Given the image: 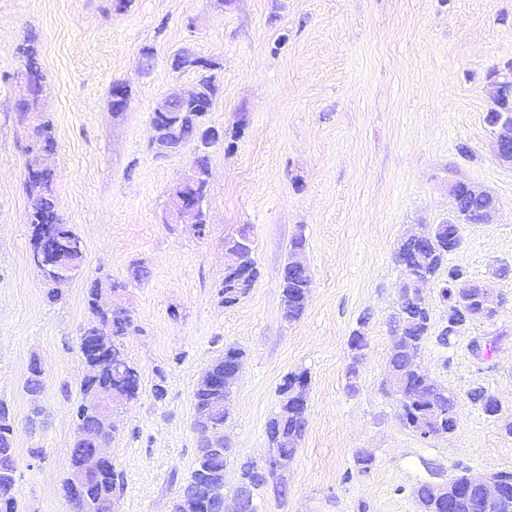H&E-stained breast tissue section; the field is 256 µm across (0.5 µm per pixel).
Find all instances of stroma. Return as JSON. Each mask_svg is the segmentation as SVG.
<instances>
[{
    "mask_svg": "<svg viewBox=\"0 0 512 512\" xmlns=\"http://www.w3.org/2000/svg\"><path fill=\"white\" fill-rule=\"evenodd\" d=\"M28 39L46 75L57 209L85 245L80 272L55 302L30 262L15 54ZM146 46L155 49L148 71ZM184 47L221 64L206 119L223 129L224 143L210 156L202 238L164 222L193 145L164 157L150 147L157 103L196 82L169 69ZM511 61L512 0H130L121 10L115 0H0V399L16 416L19 512H68L61 484L88 371L78 349L86 284L100 268L125 281L136 261L150 277L128 284L121 299L141 327L125 350L142 382L115 417L110 453L124 488L114 512H172L197 456L195 388L228 345L245 359L224 428L232 444L225 495L240 463L268 452L265 426L283 378L310 375L286 493L257 490V512H417L411 493L421 482L461 467L511 472L512 437L467 397L484 387L512 414V274L497 273L512 266V167L494 157L484 122L488 73ZM116 81L130 92L119 115ZM463 144L469 156L459 154ZM453 180L481 184L499 211L492 223L464 226L449 262L509 301L452 347L422 345L419 367L457 395L455 431L425 440L401 423L396 397L382 388L404 278L393 254L411 225L446 216ZM245 224L260 275L227 306L218 296L224 239ZM299 233L313 285L304 315L290 323L281 275ZM364 315L369 346L352 380L347 340ZM34 359L46 411L36 433L25 421ZM158 382L167 390L161 401ZM34 448L41 456H31ZM360 450L375 458L364 475L353 472Z\"/></svg>",
    "mask_w": 512,
    "mask_h": 512,
    "instance_id": "1",
    "label": "stroma"
}]
</instances>
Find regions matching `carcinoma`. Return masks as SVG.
<instances>
[{"label": "carcinoma", "mask_w": 512, "mask_h": 512, "mask_svg": "<svg viewBox=\"0 0 512 512\" xmlns=\"http://www.w3.org/2000/svg\"><path fill=\"white\" fill-rule=\"evenodd\" d=\"M21 64L28 71L45 79L37 60V50L30 44L16 48ZM221 64L209 57L201 56L184 48L170 61L173 72L193 71L197 74L196 89L198 100L167 98L151 113L154 128V144L158 153L180 152L187 144L196 143L197 153L193 155L191 174L179 183L171 198L206 195L210 177V148L216 141L206 136L208 126L205 116L211 111L219 93L216 70ZM55 139L51 122L42 116L28 125V144L25 167L37 175L25 179L24 187L29 199L27 224L31 229V263L42 279L53 285L72 278L80 269L84 243L70 225L63 222L58 214L52 188L55 174L45 169L44 157L54 152ZM463 201L461 220L465 224L479 223L485 210L494 204V198L473 196L464 183H458ZM179 223L190 225L194 235L206 233V215L199 209L195 213L179 218ZM458 225L441 221L428 224L418 230H410L398 243L394 261L404 273V281L395 313L391 317L392 340L387 362L386 383L394 390L399 400L401 423L418 435L430 430L448 429V423L455 422L457 397L448 387L428 378L418 370L407 368L408 354L419 350L431 332L430 308L415 303L412 293L419 292L421 282L446 275L441 280L439 298L446 305V323L438 332L440 345L451 347L455 334L451 324L466 318V323L480 322L475 314L472 299L476 297L479 285L470 279L463 269L449 263L448 256L453 249L448 245L449 235L455 233ZM254 241L249 226L239 228L238 234L224 239L227 264L224 281L218 295L221 303L231 306L239 303L249 294L260 270L254 256ZM150 277L149 269L142 262L130 265L124 281L112 279L102 273L87 283L85 302L90 315L80 330L78 347L85 363L90 366L83 379L81 390L85 401L76 410V435L70 456V471L62 483L63 497L71 512H112V500L123 490L120 474L113 465L87 479L85 489L77 490L72 483V474L82 463L79 453L83 440L81 431L96 422L93 404L94 394L102 392L112 398V412H118L125 402L136 398L141 386L139 370L129 361L124 348V338L140 331L132 311L122 304L112 302V295L132 283L141 284ZM283 317L294 322L299 320L311 297L312 280L305 267L285 265L281 280ZM367 318L358 322L349 342L348 374L355 377L357 365L362 356L361 349L368 345L363 329ZM244 357V351L230 346L224 354L215 359L204 371L195 391L194 430L197 434L198 452L195 468L181 485L179 496L173 505V512H205L208 505L224 499V468L227 463L228 447L213 448L209 434L224 428L230 417L227 400L232 389L224 388V359ZM30 376L26 391L36 402L43 392V377L40 367L29 366ZM309 381L308 372L301 370L288 374L279 386L280 409L267 422L265 428L269 447L282 457L294 460L298 445L305 432L306 406L291 403L297 384ZM470 401L482 411L495 406L496 398L482 386L468 391ZM16 420L10 406L0 401V512H17L13 495L15 485V454L13 439ZM269 478L255 462L241 466L240 484L256 490L268 485ZM418 503L419 512H444L445 503L437 496V488L429 482L418 484L412 492Z\"/></svg>", "instance_id": "obj_1"}]
</instances>
